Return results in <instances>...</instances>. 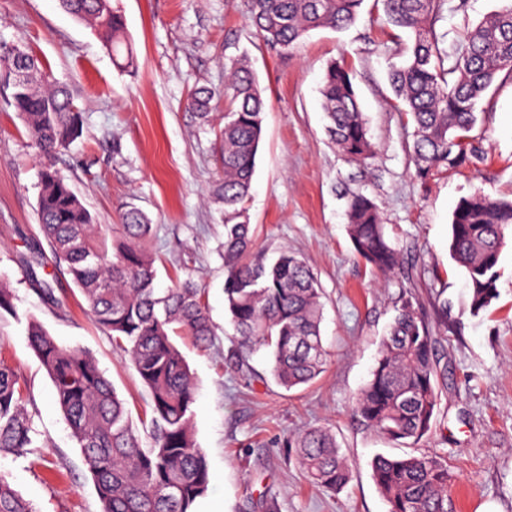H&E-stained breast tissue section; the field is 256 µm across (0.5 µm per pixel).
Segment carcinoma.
Listing matches in <instances>:
<instances>
[{
    "instance_id": "obj_1",
    "label": "carcinoma",
    "mask_w": 512,
    "mask_h": 512,
    "mask_svg": "<svg viewBox=\"0 0 512 512\" xmlns=\"http://www.w3.org/2000/svg\"><path fill=\"white\" fill-rule=\"evenodd\" d=\"M386 22L412 34L407 59L393 63L389 80L397 108L414 126L412 153L417 176L436 166L469 160L468 133L479 102L500 75L512 77V4L485 16L464 35L447 41L436 28L447 0H378ZM61 7L100 35L120 69L136 66L122 15L111 0H60ZM363 0H242L249 25L264 44L286 50L309 31L342 30L357 18ZM26 80L12 99L41 169L37 212L53 259L66 266L95 322L128 353L150 396L145 428L132 421L92 353L59 345L31 320L30 347L52 381L56 401L81 450L102 512H195L209 491V469L193 433L197 388L186 359L172 339L178 332L205 349L215 336L201 289L185 280L154 286V260L144 248L148 217L126 207L112 236L98 225L56 162L83 132L82 113L67 89L52 84L37 58L28 55ZM322 107L337 150L365 162L376 149L348 68L336 62L322 78ZM214 92L199 88L193 109L206 113ZM227 106L220 133L222 175L214 193L224 205V300L238 336L236 364L270 350V373L291 390L313 384L323 372L321 286L296 253L283 249L271 261L252 256L255 229L240 220L249 195L266 103L246 61L232 62L224 87ZM346 231L355 254L384 274L400 270L397 249L386 235L378 205L362 193L347 198ZM450 252L467 273L470 311L477 315L498 295L499 260L512 238V201L475 193L453 212ZM437 337L406 295L383 337L371 377L355 410L393 441L417 443L432 429L439 404ZM26 387L17 371L0 361V454L38 447ZM300 466L315 484L337 490L350 480L347 459L324 427L289 440ZM373 478L389 512H448L450 474L437 455H383L372 461ZM0 512H34L0 479Z\"/></svg>"
}]
</instances>
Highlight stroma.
<instances>
[{
  "mask_svg": "<svg viewBox=\"0 0 512 512\" xmlns=\"http://www.w3.org/2000/svg\"><path fill=\"white\" fill-rule=\"evenodd\" d=\"M137 58L118 69L99 35L63 10L59 0H0V38L36 55L65 84L83 114L81 138L56 166L94 223L112 225L120 208L141 209L152 224L147 241L165 289L192 279L214 326L209 350L176 342L197 385L193 429L209 467L210 490L196 512H262L263 497L278 512H388L372 477L376 455L436 454L452 476L448 512H512V242L503 249L499 296L472 316L463 268L451 259L452 212L480 192L512 198V78H497L478 105L470 133L476 158L461 166L415 171L413 127L393 107L388 66L407 32L382 23L373 0L342 31L318 29L279 51L259 40L237 0H112ZM439 29L458 35L503 0H448ZM247 56L267 103L263 138L247 201L255 250L273 258L283 248L301 255L324 290L321 323L327 361L319 379L293 390L276 384L270 360L254 354L238 370L234 328L224 307V213L213 189L224 125L226 64ZM344 60L358 93L376 155L343 157L322 111L325 68ZM215 91L208 115L189 105L195 88ZM0 84V279L14 295L0 314V359L25 382L27 410L39 434L31 454L0 456L6 479L36 512H101L82 454L56 402L54 388L27 339L37 320L58 343L91 352L134 423L150 398L126 352L90 314L65 267L55 266L38 223L40 163ZM360 191L380 208L400 271L385 275L356 256L346 232L345 194ZM47 279L64 304L56 310L31 288ZM428 319L448 303L439 340L440 401L433 431L406 447L366 426L354 411L369 380L378 343L404 291ZM336 436L351 466L339 491L310 481L283 440L306 427Z\"/></svg>",
  "mask_w": 512,
  "mask_h": 512,
  "instance_id": "obj_1",
  "label": "stroma"
}]
</instances>
